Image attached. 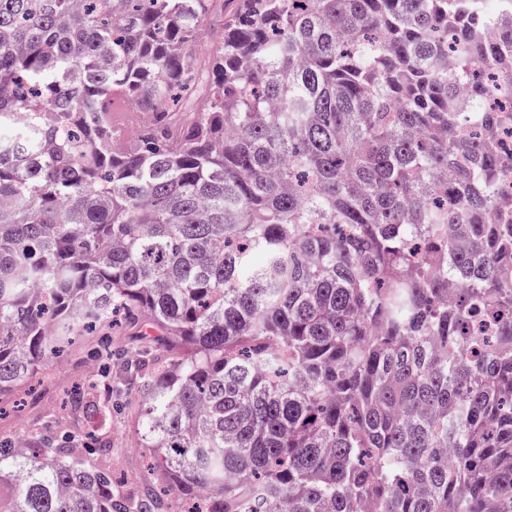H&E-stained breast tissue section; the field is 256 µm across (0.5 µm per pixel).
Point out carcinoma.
Returning a JSON list of instances; mask_svg holds the SVG:
<instances>
[{
    "label": "carcinoma",
    "instance_id": "cac0c4a2",
    "mask_svg": "<svg viewBox=\"0 0 512 512\" xmlns=\"http://www.w3.org/2000/svg\"><path fill=\"white\" fill-rule=\"evenodd\" d=\"M510 131L512 0H0V392L122 312L180 512H512ZM111 454L1 440L0 512Z\"/></svg>",
    "mask_w": 512,
    "mask_h": 512
}]
</instances>
